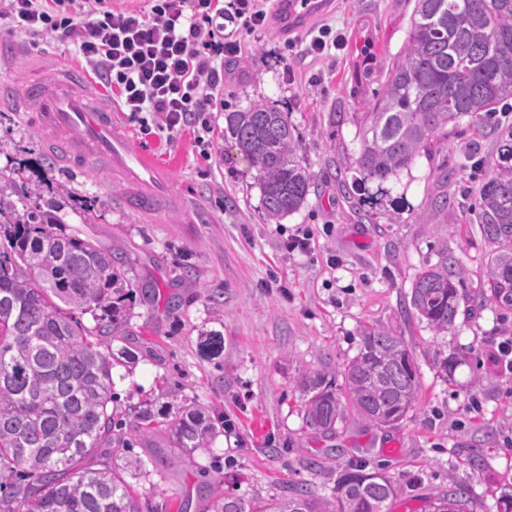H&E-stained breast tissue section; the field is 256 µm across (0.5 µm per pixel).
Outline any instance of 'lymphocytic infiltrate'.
I'll return each mask as SVG.
<instances>
[{"instance_id":"lymphocytic-infiltrate-1","label":"lymphocytic infiltrate","mask_w":512,"mask_h":512,"mask_svg":"<svg viewBox=\"0 0 512 512\" xmlns=\"http://www.w3.org/2000/svg\"><path fill=\"white\" fill-rule=\"evenodd\" d=\"M102 18L77 15L73 0H9L13 28L25 33L76 35L79 51L112 87L131 118L156 114L162 129L187 125L211 134L206 114L213 91L224 82L221 57L241 52L235 42H220L214 27L232 15L244 27L265 26L258 0H151L147 17L108 11L109 0H94Z\"/></svg>"}]
</instances>
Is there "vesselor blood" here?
Listing matches in <instances>:
<instances>
[{
	"label": "vessel or blood",
	"instance_id": "vessel-or-blood-1",
	"mask_svg": "<svg viewBox=\"0 0 512 512\" xmlns=\"http://www.w3.org/2000/svg\"><path fill=\"white\" fill-rule=\"evenodd\" d=\"M22 107L36 112L42 129L50 133L47 150L72 173H87L95 160L128 176L131 187L123 203L129 210L145 213L168 203L170 174L148 153L129 149L111 107L96 102L82 73L67 71L53 82L42 76L28 82Z\"/></svg>",
	"mask_w": 512,
	"mask_h": 512
}]
</instances>
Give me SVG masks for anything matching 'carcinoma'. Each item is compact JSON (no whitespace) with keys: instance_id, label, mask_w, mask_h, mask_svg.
I'll return each mask as SVG.
<instances>
[{"instance_id":"obj_1","label":"carcinoma","mask_w":512,"mask_h":512,"mask_svg":"<svg viewBox=\"0 0 512 512\" xmlns=\"http://www.w3.org/2000/svg\"><path fill=\"white\" fill-rule=\"evenodd\" d=\"M512 98V0H416L407 42L388 69L376 103L363 113L357 159L363 179L385 184L429 152L436 134L466 118L483 124ZM242 158L256 172L270 219L298 210L312 175L298 156L288 113L254 103L224 114ZM502 165L488 171L476 212L493 246L477 298L512 309V137L498 149ZM17 200H11V197ZM20 169L0 171V512H142L138 495L101 448H120L166 433L175 448L193 453L224 431L209 409L189 405L158 418L136 409L129 429L112 403L114 353L104 340L127 335L119 303L131 287L124 261L90 237L56 225L60 205L40 198ZM422 270L411 306L435 333L455 323L466 271L448 258ZM89 314L95 330L73 315ZM203 353L224 351L220 335L200 341ZM344 385L333 388L316 373L303 388L306 424L337 433L352 411L380 426L395 425L415 408L419 379L403 339L373 328L345 366ZM402 493L391 476L361 467L341 472L328 497L306 485L285 494L245 499L226 496L207 512H391ZM429 512H471L470 486L456 479L427 497Z\"/></svg>"}]
</instances>
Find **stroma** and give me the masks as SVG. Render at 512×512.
Returning <instances> with one entry per match:
<instances>
[{"instance_id": "stroma-1", "label": "stroma", "mask_w": 512, "mask_h": 512, "mask_svg": "<svg viewBox=\"0 0 512 512\" xmlns=\"http://www.w3.org/2000/svg\"><path fill=\"white\" fill-rule=\"evenodd\" d=\"M414 5L324 0L303 26L286 29L266 0L265 27L225 22L220 39L242 51L226 62L215 93L212 151L194 127L168 133L154 114H116L131 149L150 152L172 176L178 205L150 214L119 205L127 190L120 175L66 172L50 160L32 113L0 103V170L25 167L46 194L67 184L63 231L91 236L126 260L130 334L112 348L128 347L136 359H117L112 369L119 410L145 404L171 414L195 402L235 425L189 456L168 451L159 435L117 449L112 463L143 512L164 499L189 500L190 512H201L211 496L266 497L297 483L318 491L352 465L403 484L392 512H424L426 497L452 477L490 507L512 488V374L491 361L492 341L512 334V310L472 302L438 335L410 304L419 273L443 248L466 269V290L477 287L489 253L475 220L478 191L484 165L497 162L512 129V106H499L481 126L446 127L376 206L363 205L357 182L360 117L405 44ZM5 9L0 0V48L18 56L0 60V84L12 95L23 91L30 64L77 68L97 80L76 37L15 32ZM323 25L342 33L345 46L309 56L305 38ZM257 102L288 114L313 176L303 206L276 220L265 215L253 170L224 137L225 113ZM442 195L448 206L439 209ZM300 228L314 233L309 251H285L283 240ZM377 327L402 336L415 358L418 404L394 427L353 414L339 435L317 433L304 421L305 378L340 380L366 330ZM204 332L221 335L220 357L202 353ZM452 354L458 366L448 378L439 362ZM475 456L483 468L471 466ZM311 460L318 471L308 469Z\"/></svg>"}]
</instances>
